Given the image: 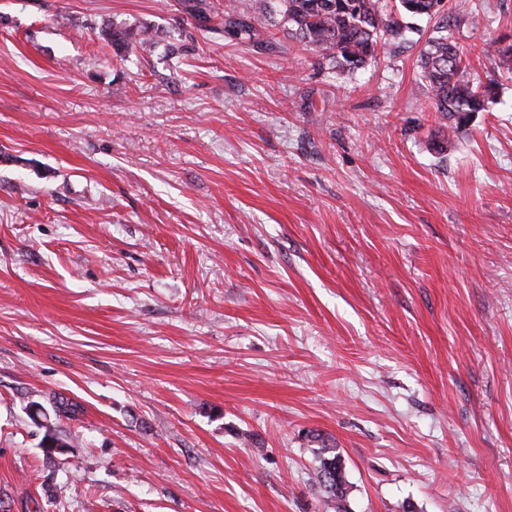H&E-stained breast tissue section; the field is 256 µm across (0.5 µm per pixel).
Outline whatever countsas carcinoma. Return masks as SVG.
Instances as JSON below:
<instances>
[{
	"label": "carcinoma",
	"mask_w": 512,
	"mask_h": 512,
	"mask_svg": "<svg viewBox=\"0 0 512 512\" xmlns=\"http://www.w3.org/2000/svg\"><path fill=\"white\" fill-rule=\"evenodd\" d=\"M399 12L412 16L440 17L443 34L428 40L420 54V76L429 88V107L442 118L452 120L454 129L464 127L471 114L486 110L495 94L494 80L476 78L469 70L467 50L446 34L451 17L446 15L444 0H398ZM249 11L257 19L272 18L298 43L329 51L343 72L361 68L376 55L383 41L402 35V23L395 13L383 9L381 0H251ZM101 40L115 52V59L126 61V52L144 46L141 34L128 29L104 27ZM41 446L52 459L62 454L68 444L45 426ZM315 456L316 483L323 488L328 507L345 512L346 496L343 461L336 445L317 435Z\"/></svg>",
	"instance_id": "carcinoma-1"
}]
</instances>
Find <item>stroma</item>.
Wrapping results in <instances>:
<instances>
[{"label":"stroma","instance_id":"stroma-1","mask_svg":"<svg viewBox=\"0 0 512 512\" xmlns=\"http://www.w3.org/2000/svg\"><path fill=\"white\" fill-rule=\"evenodd\" d=\"M471 3L457 133L433 18L343 73L182 0H0V512H329L316 434L346 512H512V0ZM444 0H398L399 13L412 16H439L438 28L446 32L428 40L427 48L420 54L418 67L420 76L429 88V107L439 112L442 119L452 120L454 129L464 127L471 114L483 112L493 100L494 80L483 82L469 70L467 50L459 46L448 35V24L453 17L469 14L473 20L478 16L470 11L468 1L458 0L454 14H446ZM446 14V16H445ZM101 40L110 46L115 52V59L121 62L126 61V52L140 46L144 49L146 40L140 33H134L128 29L104 27L100 33ZM317 441L319 451L315 456L316 483L323 488L328 499V507L336 512L343 510V501L346 496L345 479L343 475V461L336 445L320 435L313 437Z\"/></svg>","mask_w":512,"mask_h":512}]
</instances>
